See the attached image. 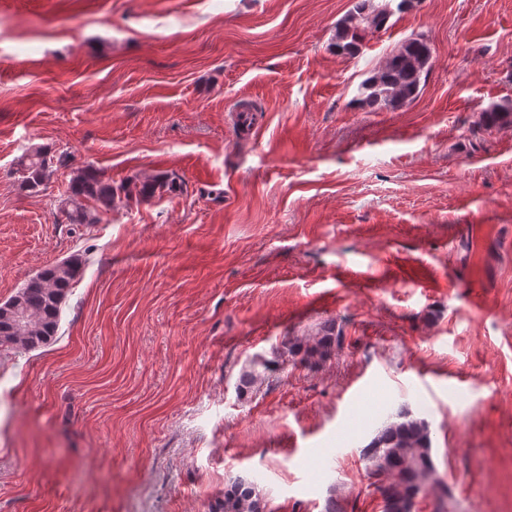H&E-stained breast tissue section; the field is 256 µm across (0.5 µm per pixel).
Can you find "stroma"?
I'll return each instance as SVG.
<instances>
[{
	"label": "stroma",
	"instance_id": "obj_1",
	"mask_svg": "<svg viewBox=\"0 0 512 512\" xmlns=\"http://www.w3.org/2000/svg\"><path fill=\"white\" fill-rule=\"evenodd\" d=\"M353 3L0 0V303L83 261L56 336L0 351V512H211L237 477L267 512H382L364 449L401 413L450 512H512V128L480 123L512 0H413L340 55ZM410 37L418 97L362 104ZM41 145L66 164L29 193ZM89 166L181 188L68 223ZM323 322L330 357L239 390Z\"/></svg>",
	"mask_w": 512,
	"mask_h": 512
}]
</instances>
